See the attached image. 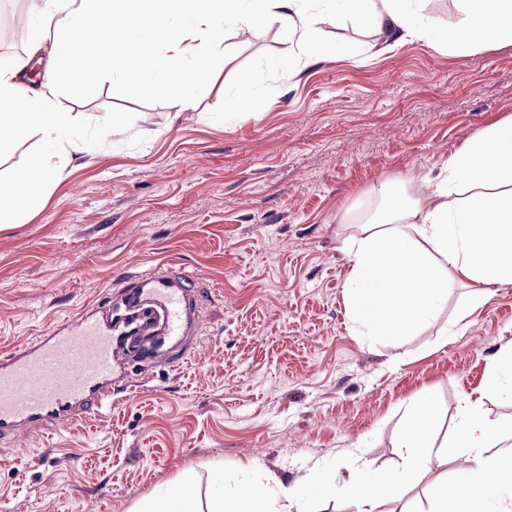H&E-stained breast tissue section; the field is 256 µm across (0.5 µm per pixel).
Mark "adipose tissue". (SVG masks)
<instances>
[{
    "instance_id": "1",
    "label": "adipose tissue",
    "mask_w": 512,
    "mask_h": 512,
    "mask_svg": "<svg viewBox=\"0 0 512 512\" xmlns=\"http://www.w3.org/2000/svg\"><path fill=\"white\" fill-rule=\"evenodd\" d=\"M462 18L450 28L411 11L409 0H334L309 10L305 0H31L28 55L0 54V152L37 134L41 148L8 184H0V223L39 211L46 190L77 154L94 149L93 139L77 134L70 113L55 101L56 78L39 87L22 78L30 57L47 52L53 68H65L77 82L92 85L120 72L140 93L171 88L182 107L193 105L210 75L212 46L225 27L253 29L278 25L289 45L276 64L290 73L293 62L307 61L322 26L348 17L385 37L426 41L465 54L476 45L512 42V0H461ZM186 24L174 25L175 15ZM95 22L100 37L87 42L85 26ZM166 44L171 53L158 57ZM423 192L404 197L387 185L381 217L366 222L344 249L352 264L347 299L353 322L365 336H400L429 322L448 277L470 281L473 296L484 300L491 286L512 283V121L497 124L442 162L438 173L420 178ZM439 423L434 403L416 404L395 437L403 465L370 473L359 466L353 483L330 486L344 494L357 512H375L379 501L399 495L407 479L430 462ZM512 435V421H490L477 405L461 407L453 430L455 447L465 459L464 480L436 488L435 512H512V492L489 484L503 460L488 450L499 436ZM195 489L185 483L140 500L133 512H198ZM208 512H309L300 492L260 481L218 494Z\"/></svg>"
}]
</instances>
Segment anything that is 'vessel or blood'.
<instances>
[{
  "label": "vessel or blood",
  "instance_id": "1",
  "mask_svg": "<svg viewBox=\"0 0 512 512\" xmlns=\"http://www.w3.org/2000/svg\"><path fill=\"white\" fill-rule=\"evenodd\" d=\"M124 312L78 310L0 359V436L26 425H64L111 398L131 365L141 374L181 364L198 325L192 279L156 267L127 277Z\"/></svg>",
  "mask_w": 512,
  "mask_h": 512
}]
</instances>
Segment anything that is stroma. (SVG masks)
Listing matches in <instances>:
<instances>
[{
  "label": "stroma",
  "instance_id": "35a3bbf8",
  "mask_svg": "<svg viewBox=\"0 0 512 512\" xmlns=\"http://www.w3.org/2000/svg\"><path fill=\"white\" fill-rule=\"evenodd\" d=\"M30 23L29 0H0V54L25 55ZM321 38L329 52L286 77L272 66L287 49L278 27L225 29L188 109L118 75L60 97L97 147L64 167L40 212L0 223V356L159 265L194 279L203 317L181 366L130 376L64 427L0 441V512H132L185 480L206 502L215 474L229 488L247 467L297 486L311 512H355L316 473L340 486L360 460L399 468L395 434L426 398L442 455L378 512H431L435 483L464 477L445 444L461 403L512 420L511 395L483 393L512 345V284L478 304L469 281L449 279L430 322L362 336L341 249L381 209L383 184L414 192L413 176L512 119V43L459 54L348 21ZM253 75V111L224 112Z\"/></svg>",
  "mask_w": 512,
  "mask_h": 512
}]
</instances>
